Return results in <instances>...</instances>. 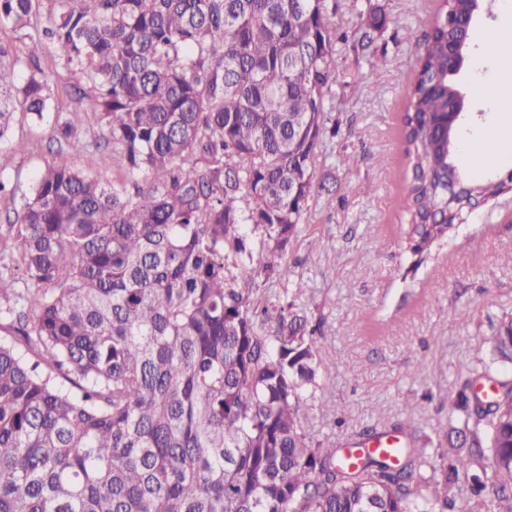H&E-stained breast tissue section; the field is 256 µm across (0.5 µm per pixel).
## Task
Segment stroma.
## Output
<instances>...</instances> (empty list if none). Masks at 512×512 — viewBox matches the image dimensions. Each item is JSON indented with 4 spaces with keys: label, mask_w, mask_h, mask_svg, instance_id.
I'll list each match as a JSON object with an SVG mask.
<instances>
[{
    "label": "stroma",
    "mask_w": 512,
    "mask_h": 512,
    "mask_svg": "<svg viewBox=\"0 0 512 512\" xmlns=\"http://www.w3.org/2000/svg\"><path fill=\"white\" fill-rule=\"evenodd\" d=\"M387 25L379 39L382 70L371 79L354 52L340 47L354 80L342 93L319 150L309 206L288 244L284 276L249 277L230 266L236 287L251 288L259 306L289 297L322 326L320 358L331 366L308 398L303 427L316 440L353 447L367 426L414 418L431 438L442 435L443 405L461 377L488 362L492 327L512 314V193L489 200L460 224L455 238L417 257L405 254L398 207L410 169L400 116L416 67V41L443 0H379ZM473 25L455 81L464 96L460 145L480 144L485 128L512 98L483 94L498 62L483 40L512 27V0H486ZM15 139L24 152L0 150V178L16 195L29 192L50 164L79 165L50 143L49 123L17 115Z\"/></svg>",
    "instance_id": "1"
}]
</instances>
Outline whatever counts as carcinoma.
I'll use <instances>...</instances> for the list:
<instances>
[{
    "instance_id": "carcinoma-1",
    "label": "carcinoma",
    "mask_w": 512,
    "mask_h": 512,
    "mask_svg": "<svg viewBox=\"0 0 512 512\" xmlns=\"http://www.w3.org/2000/svg\"><path fill=\"white\" fill-rule=\"evenodd\" d=\"M445 2L400 117L413 256L453 236L472 198L503 191L448 194L464 177L448 44L469 45L482 4ZM348 7L360 23L339 34L337 0H0V26L29 39H0V147L26 148L17 113L53 110L52 139L82 159L47 165L0 233V512H512L511 378L483 367L449 391L435 454L409 419L398 464L349 468L302 427L305 393L330 372L323 332L288 300L258 331L268 309L226 275L231 256L285 271L350 78L337 43L380 69L382 7ZM45 39L65 102L39 65ZM83 112L121 176L97 170ZM488 342L512 366V317ZM462 478L472 505H457Z\"/></svg>"
}]
</instances>
